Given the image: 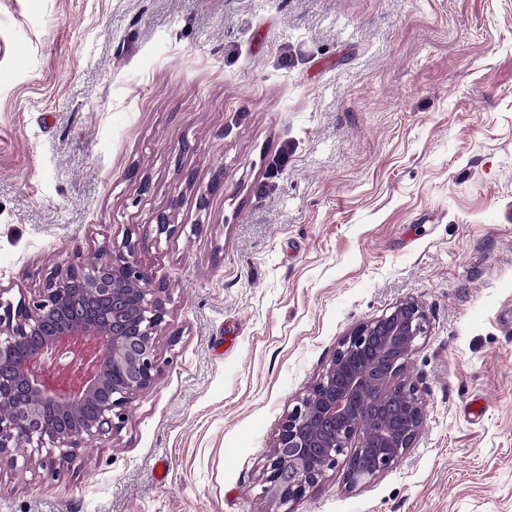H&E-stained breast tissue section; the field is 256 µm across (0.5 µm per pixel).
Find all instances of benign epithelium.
<instances>
[{"label":"benign epithelium","mask_w":512,"mask_h":512,"mask_svg":"<svg viewBox=\"0 0 512 512\" xmlns=\"http://www.w3.org/2000/svg\"><path fill=\"white\" fill-rule=\"evenodd\" d=\"M156 235L181 225L155 216ZM130 234L80 251L13 302L0 287V461L25 447L57 466L86 444L123 428L129 404L159 375V336L169 327L167 288L150 284ZM425 307L407 298L361 322L337 342L312 385L283 418L262 477V494L282 512L344 466L348 487L396 466L426 419V403L407 364L428 336ZM50 407L56 419L43 418Z\"/></svg>","instance_id":"obj_1"}]
</instances>
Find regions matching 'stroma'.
Here are the masks:
<instances>
[{
	"label": "stroma",
	"mask_w": 512,
	"mask_h": 512,
	"mask_svg": "<svg viewBox=\"0 0 512 512\" xmlns=\"http://www.w3.org/2000/svg\"><path fill=\"white\" fill-rule=\"evenodd\" d=\"M509 206L512 0H0V286L131 230L170 320L121 431L0 466V512H270L282 419L407 297L421 435L294 512H512Z\"/></svg>",
	"instance_id": "35a3bbf8"
}]
</instances>
